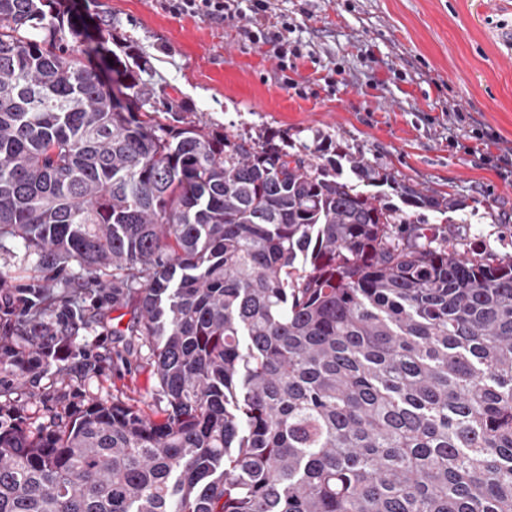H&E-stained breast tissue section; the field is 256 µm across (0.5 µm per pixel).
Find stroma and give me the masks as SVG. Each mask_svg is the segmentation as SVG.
<instances>
[{
    "mask_svg": "<svg viewBox=\"0 0 512 512\" xmlns=\"http://www.w3.org/2000/svg\"><path fill=\"white\" fill-rule=\"evenodd\" d=\"M259 17L173 15L163 0H72L108 48L143 65L147 107L173 105L191 124L294 149L316 136L348 145L375 167L447 192L462 207L426 212L459 251L512 258V0H269ZM289 21L298 55L270 41ZM43 287L38 258L0 239V336L24 363L0 366V407L31 434L90 400L120 398L161 419L156 381L137 337L114 351L112 286L72 268ZM69 336V354L34 362L31 327Z\"/></svg>",
    "mask_w": 512,
    "mask_h": 512,
    "instance_id": "1",
    "label": "stroma"
}]
</instances>
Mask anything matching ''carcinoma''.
I'll use <instances>...</instances> for the list:
<instances>
[{"instance_id": "obj_1", "label": "carcinoma", "mask_w": 512, "mask_h": 512, "mask_svg": "<svg viewBox=\"0 0 512 512\" xmlns=\"http://www.w3.org/2000/svg\"><path fill=\"white\" fill-rule=\"evenodd\" d=\"M68 34L61 0H0V238L47 288L112 278L165 408L38 437L0 408V512H512V260L416 216L462 202L339 143L165 124L135 55L93 49L113 88Z\"/></svg>"}]
</instances>
